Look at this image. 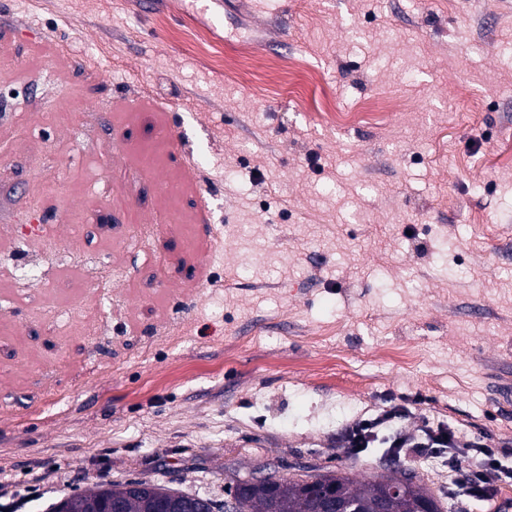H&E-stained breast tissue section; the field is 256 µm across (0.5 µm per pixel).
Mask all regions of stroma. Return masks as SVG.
<instances>
[{
  "label": "stroma",
  "instance_id": "obj_1",
  "mask_svg": "<svg viewBox=\"0 0 512 512\" xmlns=\"http://www.w3.org/2000/svg\"><path fill=\"white\" fill-rule=\"evenodd\" d=\"M136 2L0 0V512L262 462L496 512L343 438L512 460V0ZM390 402L376 414L357 419L348 427L345 447L350 457H360L378 443L399 458L430 449L436 457H448V491L461 490L478 501L488 500L498 485L512 483V465L503 464L493 445L483 440L464 443L457 431L439 421L427 420L416 430L399 428L396 424L406 419L409 409L405 404ZM469 458L474 460V467L464 471L461 459Z\"/></svg>",
  "mask_w": 512,
  "mask_h": 512
}]
</instances>
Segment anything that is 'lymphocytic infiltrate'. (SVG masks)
Instances as JSON below:
<instances>
[{
  "instance_id": "obj_1",
  "label": "lymphocytic infiltrate",
  "mask_w": 512,
  "mask_h": 512,
  "mask_svg": "<svg viewBox=\"0 0 512 512\" xmlns=\"http://www.w3.org/2000/svg\"><path fill=\"white\" fill-rule=\"evenodd\" d=\"M408 414L406 405L393 403L354 421L346 433L348 455L360 456L378 444L385 445L397 457L431 450L448 461L449 491H463L478 501L489 499L498 485L512 483V465L503 464L493 445L462 442L457 431L439 421L424 422L415 430L402 428L400 422ZM469 458L474 461L473 468L462 469L461 461Z\"/></svg>"
}]
</instances>
